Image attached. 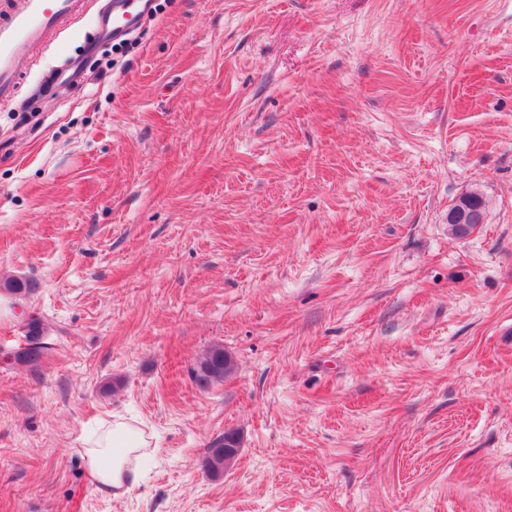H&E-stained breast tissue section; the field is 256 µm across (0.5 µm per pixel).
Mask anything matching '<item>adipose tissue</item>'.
Instances as JSON below:
<instances>
[{"instance_id": "1", "label": "adipose tissue", "mask_w": 512, "mask_h": 512, "mask_svg": "<svg viewBox=\"0 0 512 512\" xmlns=\"http://www.w3.org/2000/svg\"><path fill=\"white\" fill-rule=\"evenodd\" d=\"M79 453L99 492L123 494L137 481L135 463L151 443L138 426L115 417L100 419L92 431L82 433Z\"/></svg>"}]
</instances>
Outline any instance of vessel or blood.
Masks as SVG:
<instances>
[{
  "instance_id": "obj_1",
  "label": "vessel or blood",
  "mask_w": 512,
  "mask_h": 512,
  "mask_svg": "<svg viewBox=\"0 0 512 512\" xmlns=\"http://www.w3.org/2000/svg\"><path fill=\"white\" fill-rule=\"evenodd\" d=\"M91 0H0V104L15 99L33 52L57 41L80 21ZM149 0H113L98 11L101 30L119 36L131 31Z\"/></svg>"
}]
</instances>
